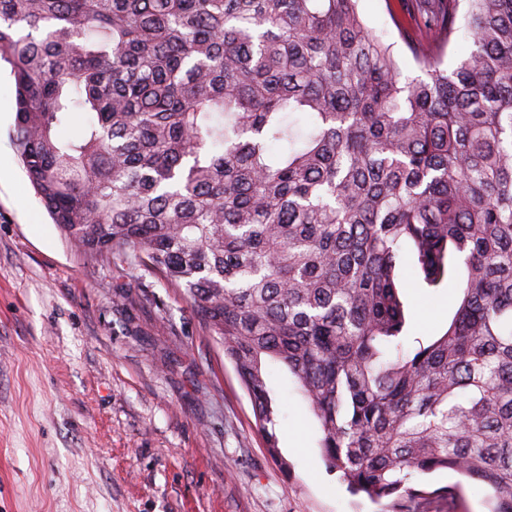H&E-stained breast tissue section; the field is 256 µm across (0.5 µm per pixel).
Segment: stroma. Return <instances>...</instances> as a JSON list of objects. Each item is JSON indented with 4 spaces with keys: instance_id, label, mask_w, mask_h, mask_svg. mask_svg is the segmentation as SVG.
I'll return each mask as SVG.
<instances>
[{
    "instance_id": "stroma-1",
    "label": "stroma",
    "mask_w": 512,
    "mask_h": 512,
    "mask_svg": "<svg viewBox=\"0 0 512 512\" xmlns=\"http://www.w3.org/2000/svg\"><path fill=\"white\" fill-rule=\"evenodd\" d=\"M405 75L398 30L418 36L414 0H360ZM14 80L0 68V512H389L329 472L317 422L293 376L265 361L278 407L270 455L223 347L188 300L141 269L87 259L34 194L9 133ZM408 323L431 341L453 318L458 284L418 287L398 269ZM460 484L431 512H490L489 490Z\"/></svg>"
}]
</instances>
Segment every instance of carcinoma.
I'll return each instance as SVG.
<instances>
[{"label":"carcinoma","mask_w":512,"mask_h":512,"mask_svg":"<svg viewBox=\"0 0 512 512\" xmlns=\"http://www.w3.org/2000/svg\"><path fill=\"white\" fill-rule=\"evenodd\" d=\"M359 2L0 0L13 143L77 250L187 298L270 452L264 357L351 493L428 512L460 486L412 477L450 470L512 512V0H431L412 79ZM406 256L427 288L464 272L430 342ZM408 323L416 336L432 341L440 336L453 318L461 289L458 283L443 288H419L413 266L405 260L398 269Z\"/></svg>","instance_id":"cac0c4a2"}]
</instances>
